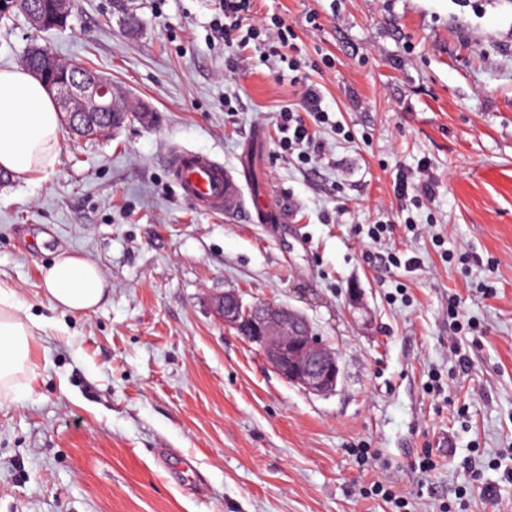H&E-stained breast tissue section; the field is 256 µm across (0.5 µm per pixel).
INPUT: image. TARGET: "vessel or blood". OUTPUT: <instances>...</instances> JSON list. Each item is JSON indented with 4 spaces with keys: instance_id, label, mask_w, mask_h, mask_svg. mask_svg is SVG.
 Listing matches in <instances>:
<instances>
[{
    "instance_id": "vessel-or-blood-1",
    "label": "vessel or blood",
    "mask_w": 512,
    "mask_h": 512,
    "mask_svg": "<svg viewBox=\"0 0 512 512\" xmlns=\"http://www.w3.org/2000/svg\"><path fill=\"white\" fill-rule=\"evenodd\" d=\"M167 162L181 195L201 212L228 214L243 209L254 224H282L287 220L282 208L265 199L245 203L238 179L225 169L223 162L208 154L180 147L168 154Z\"/></svg>"
}]
</instances>
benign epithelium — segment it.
Instances as JSON below:
<instances>
[{"label":"benign epithelium","mask_w":512,"mask_h":512,"mask_svg":"<svg viewBox=\"0 0 512 512\" xmlns=\"http://www.w3.org/2000/svg\"><path fill=\"white\" fill-rule=\"evenodd\" d=\"M19 6L23 7L31 27H44L45 18L29 0L24 4L19 0H0V17ZM41 51L52 62L58 76L51 79L37 68L30 73L55 97L74 133L80 137L107 135L117 105L112 82L78 70L74 64L53 56L45 46ZM214 310L224 321V327L244 332L246 339L260 348L271 368L287 383L314 395L336 390L341 375L338 358L312 333L301 312L269 304L246 305L235 292L215 298Z\"/></svg>","instance_id":"benign-epithelium-1"}]
</instances>
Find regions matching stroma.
<instances>
[{"instance_id":"stroma-1","label":"stroma","mask_w":512,"mask_h":512,"mask_svg":"<svg viewBox=\"0 0 512 512\" xmlns=\"http://www.w3.org/2000/svg\"><path fill=\"white\" fill-rule=\"evenodd\" d=\"M219 2L74 0L48 32L0 20L1 68L50 47L130 112L104 137L62 128L52 168L0 188V283L55 321L36 378L0 402V512H395L362 497L378 481L407 512L460 493L465 512H512V0H253L252 24L294 31L295 71L226 45ZM305 83L329 115L309 164L279 130ZM175 144L231 171L255 153L244 195L287 223L198 211L168 175ZM401 173L433 195H399ZM60 248L111 283L95 310L52 309ZM227 291L301 311L337 354L335 392L289 385L225 329Z\"/></svg>"}]
</instances>
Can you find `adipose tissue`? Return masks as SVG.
I'll list each match as a JSON object with an SVG mask.
<instances>
[{
	"label": "adipose tissue",
	"mask_w": 512,
	"mask_h": 512,
	"mask_svg": "<svg viewBox=\"0 0 512 512\" xmlns=\"http://www.w3.org/2000/svg\"><path fill=\"white\" fill-rule=\"evenodd\" d=\"M60 145L59 112L43 84L23 69L0 68V169L17 176L49 169ZM42 284L54 307L70 313L94 310L109 287L95 263L71 251L43 268ZM51 325L0 285V398L18 396L35 377V337Z\"/></svg>",
	"instance_id": "obj_1"
}]
</instances>
